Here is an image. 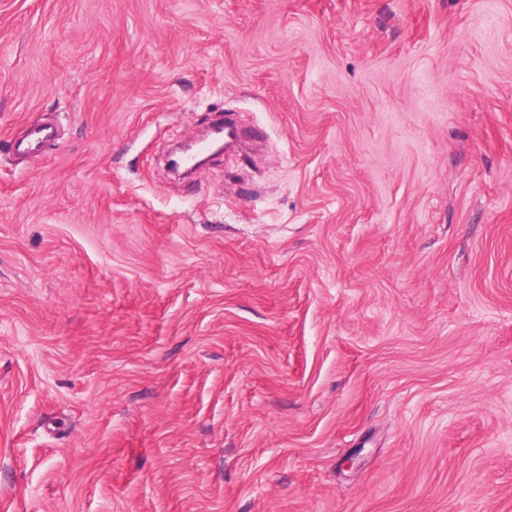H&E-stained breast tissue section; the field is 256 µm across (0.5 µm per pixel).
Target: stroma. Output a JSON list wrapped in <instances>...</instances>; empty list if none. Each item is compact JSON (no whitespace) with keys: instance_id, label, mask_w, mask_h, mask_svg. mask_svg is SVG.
Returning <instances> with one entry per match:
<instances>
[{"instance_id":"obj_1","label":"stroma","mask_w":512,"mask_h":512,"mask_svg":"<svg viewBox=\"0 0 512 512\" xmlns=\"http://www.w3.org/2000/svg\"><path fill=\"white\" fill-rule=\"evenodd\" d=\"M0 512H512V0H0ZM55 129L52 125H34L21 140H13L11 149L20 155H40L55 141Z\"/></svg>"}]
</instances>
